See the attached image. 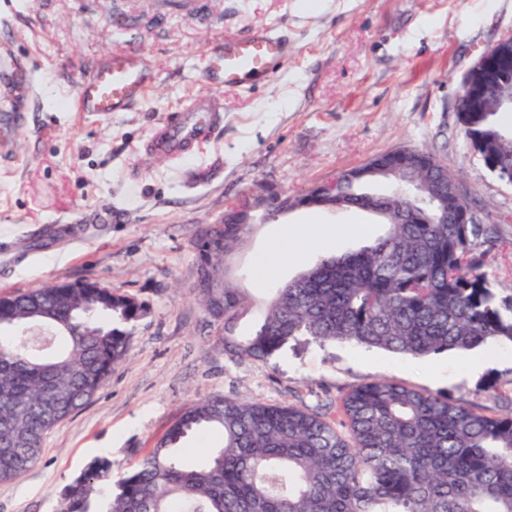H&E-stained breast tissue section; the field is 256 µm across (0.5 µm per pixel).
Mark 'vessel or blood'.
Masks as SVG:
<instances>
[{
  "instance_id": "b4317fda",
  "label": "vessel or blood",
  "mask_w": 512,
  "mask_h": 512,
  "mask_svg": "<svg viewBox=\"0 0 512 512\" xmlns=\"http://www.w3.org/2000/svg\"><path fill=\"white\" fill-rule=\"evenodd\" d=\"M287 50L285 40L262 31L246 41L225 40L212 67L221 72L227 86H242L266 77L271 59ZM146 69L141 56L113 51L80 83L74 101L79 112H122L146 89ZM224 121V102L216 94L196 96L176 119L159 124L145 144L146 151L162 157L189 152L199 141L212 136Z\"/></svg>"
}]
</instances>
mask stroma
<instances>
[{
    "label": "stroma",
    "instance_id": "35a3bbf8",
    "mask_svg": "<svg viewBox=\"0 0 512 512\" xmlns=\"http://www.w3.org/2000/svg\"><path fill=\"white\" fill-rule=\"evenodd\" d=\"M33 72L26 128L0 146V294L86 279L147 312L129 352L96 396L46 436L39 461L0 483V512H53L92 458L122 472L181 411L213 394L304 405L339 421L341 397L387 379L497 416L512 408V347L450 350L422 359L348 343L289 344L267 360L224 350V328L196 301L190 242L243 196L291 195L408 146L457 176L498 244L489 274L512 293V184L472 150L458 118L465 74L512 37V0H0V28ZM271 28L288 52L263 81L220 86L213 54L225 39ZM141 54L149 82L126 112H75L70 101L95 62ZM224 100V124L188 154L145 151L153 129L196 95ZM314 228L303 258L261 278L280 225ZM385 232L351 208L257 214L224 258V279L249 300L241 335L275 287L323 258L359 248L352 227Z\"/></svg>",
    "mask_w": 512,
    "mask_h": 512
}]
</instances>
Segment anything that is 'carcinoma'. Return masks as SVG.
<instances>
[{
  "label": "carcinoma",
  "mask_w": 512,
  "mask_h": 512,
  "mask_svg": "<svg viewBox=\"0 0 512 512\" xmlns=\"http://www.w3.org/2000/svg\"><path fill=\"white\" fill-rule=\"evenodd\" d=\"M493 106L459 114L484 166L512 179V125ZM339 175L336 198L313 206L370 212L386 226L359 250L321 260L274 289L263 321L232 337L246 300L235 288H197L214 320L224 302V350L269 358L289 341H345L424 358L448 350L512 346V295L487 269L491 228L456 224L464 210L448 195V222L423 224L440 204L409 199L407 185L386 193ZM240 214L224 212V242L207 224L192 247L197 269L224 275L220 253L238 244ZM144 305L97 282H60L0 297V483L40 458L45 435L104 386L129 350L128 326ZM41 325L61 351L25 345L21 331ZM339 423L291 404L212 395L189 405L116 481L98 456L69 484L57 512H512V412L489 417L446 398L378 380L342 397ZM209 430L221 439L207 462L187 467L174 449Z\"/></svg>",
  "instance_id": "carcinoma-1"
}]
</instances>
